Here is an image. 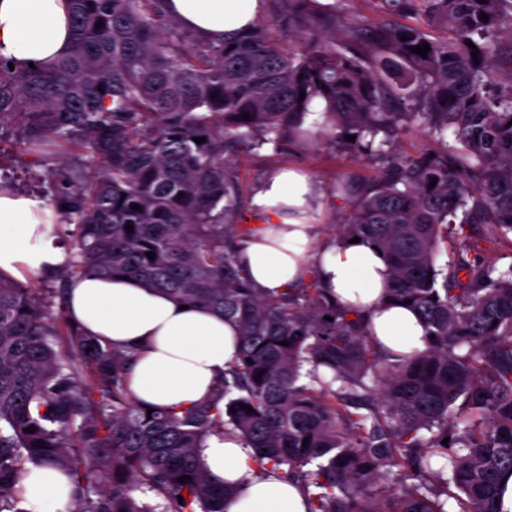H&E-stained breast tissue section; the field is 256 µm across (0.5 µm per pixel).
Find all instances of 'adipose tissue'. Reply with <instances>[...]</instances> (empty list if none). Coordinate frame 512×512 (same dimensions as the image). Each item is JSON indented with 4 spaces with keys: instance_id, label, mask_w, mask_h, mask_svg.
Wrapping results in <instances>:
<instances>
[{
    "instance_id": "adipose-tissue-1",
    "label": "adipose tissue",
    "mask_w": 512,
    "mask_h": 512,
    "mask_svg": "<svg viewBox=\"0 0 512 512\" xmlns=\"http://www.w3.org/2000/svg\"><path fill=\"white\" fill-rule=\"evenodd\" d=\"M179 24L210 41L233 39L259 15V0H167ZM70 0H0V56L16 69L47 64L70 49ZM327 193L306 172L280 167L256 185L254 218L240 261L253 288L281 294L317 279L340 306L361 313L377 348L411 353L426 347L425 328L404 305L385 306L382 255L366 241L320 231ZM54 215L38 197L0 187V272L48 274L65 254ZM72 319L101 342L136 353L130 388L144 405L182 409L214 398L237 357V325L133 280L87 274L69 289ZM198 458L211 479L231 488L225 512H308L301 487L279 474L259 476L254 451L231 434L207 437ZM29 512H67L70 479L47 465H27Z\"/></svg>"
}]
</instances>
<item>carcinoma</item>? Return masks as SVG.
Returning a JSON list of instances; mask_svg holds the SVG:
<instances>
[{"label":"carcinoma","mask_w":512,"mask_h":512,"mask_svg":"<svg viewBox=\"0 0 512 512\" xmlns=\"http://www.w3.org/2000/svg\"><path fill=\"white\" fill-rule=\"evenodd\" d=\"M261 2L252 27L210 43L165 0H71L68 55L26 71L0 57V138L37 156L79 149L91 164L74 183L60 165L47 172L75 224L62 284L127 276L212 308L242 338L224 410L149 414L130 390L134 352L0 274V512H27L26 462L70 477V512H156L134 495L144 486L161 512H224L231 492L198 448L226 430L261 474L296 479L309 512H497L498 476L512 471V265L482 252L512 233V72L497 73L512 61V0H370L371 16L344 13L343 0ZM426 43L427 57L412 52ZM414 126L440 148L394 151ZM325 131L330 147L385 164L373 181L329 188L343 202L335 229L384 255L389 299L426 325L420 353L387 359L315 279L262 295L240 266L237 155L307 150ZM394 467L400 478L379 486Z\"/></svg>","instance_id":"1"}]
</instances>
